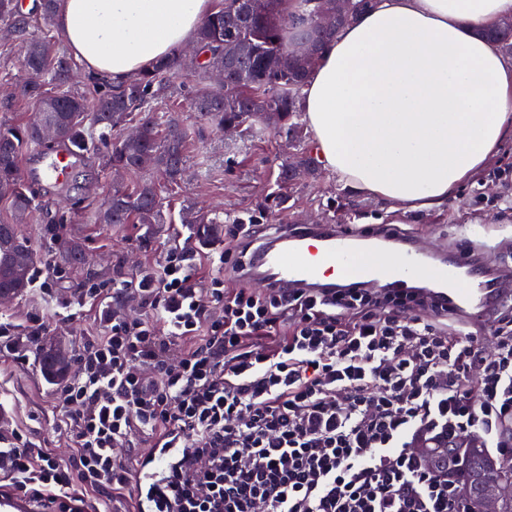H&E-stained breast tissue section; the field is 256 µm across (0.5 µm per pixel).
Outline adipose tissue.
I'll return each instance as SVG.
<instances>
[{"label": "adipose tissue", "mask_w": 512, "mask_h": 512, "mask_svg": "<svg viewBox=\"0 0 512 512\" xmlns=\"http://www.w3.org/2000/svg\"><path fill=\"white\" fill-rule=\"evenodd\" d=\"M213 0H59L88 75L123 83L194 41ZM512 0H379L342 28L303 89L323 168L355 195L425 211L512 138V61L480 32Z\"/></svg>", "instance_id": "obj_1"}]
</instances>
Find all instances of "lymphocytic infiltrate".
<instances>
[{"mask_svg": "<svg viewBox=\"0 0 512 512\" xmlns=\"http://www.w3.org/2000/svg\"><path fill=\"white\" fill-rule=\"evenodd\" d=\"M273 231L226 225L220 276L185 243L86 289L114 311L61 390L73 453L13 433L9 490L48 512H466L462 449L512 458V296L484 325L384 289L250 288L238 268ZM128 296L140 319L121 316ZM45 334L37 313L1 321L0 359L24 361ZM136 435L167 451L147 481Z\"/></svg>", "mask_w": 512, "mask_h": 512, "instance_id": "lymphocytic-infiltrate-1", "label": "lymphocytic infiltrate"}]
</instances>
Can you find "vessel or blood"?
I'll use <instances>...</instances> for the list:
<instances>
[{"mask_svg":"<svg viewBox=\"0 0 512 512\" xmlns=\"http://www.w3.org/2000/svg\"><path fill=\"white\" fill-rule=\"evenodd\" d=\"M73 162L64 151L43 164L40 177L49 183L68 180ZM365 243L343 226L315 224L298 231L278 225L275 234L247 265L249 278L269 288H349L374 283L401 293H419L435 301L441 313L486 321L507 290L477 266L475 253L492 252L488 243L469 252H450L448 258L411 242H388L382 251L388 262L359 268Z\"/></svg>","mask_w":512,"mask_h":512,"instance_id":"obj_1","label":"vessel or blood"}]
</instances>
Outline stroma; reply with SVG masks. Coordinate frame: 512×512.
Instances as JSON below:
<instances>
[{
  "label": "stroma",
  "mask_w": 512,
  "mask_h": 512,
  "mask_svg": "<svg viewBox=\"0 0 512 512\" xmlns=\"http://www.w3.org/2000/svg\"><path fill=\"white\" fill-rule=\"evenodd\" d=\"M18 49L17 41L0 40V124H22L33 117L31 107L14 93L24 78ZM171 110L178 111L193 138L184 180L170 195L166 222L151 242L143 243L142 225L98 223L97 206L113 186L111 173L98 160L82 162L64 185L35 183L38 208L22 231L40 258L36 273L54 269L58 275L51 278L48 292L30 287L14 301L0 304V319L23 324L29 315L47 312L46 340L78 355L86 336L98 331L99 309L86 307L71 320L58 318V311L77 303L85 288H110L120 278L152 267L176 239L187 238L190 227L179 221L183 202L223 215L255 212L288 154L283 138L271 130L260 135L247 129L227 137L184 111L182 99L166 98L157 105L158 113ZM290 204L287 223L306 224L311 215L323 213L345 225L399 222L408 225L418 245L437 253L464 242L469 227L481 225L497 244L498 254L506 256L512 254V140L502 144L454 200L428 211L395 210L380 200L357 198L324 171L299 180ZM68 241L82 246L85 264L64 263L60 247ZM59 394V385L43 376L37 354L22 363L0 362V437L19 431L49 457L67 458L71 442L56 427Z\"/></svg>",
  "instance_id": "obj_1"
}]
</instances>
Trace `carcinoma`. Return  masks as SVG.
Listing matches in <instances>:
<instances>
[{
  "instance_id": "carcinoma-1",
  "label": "carcinoma",
  "mask_w": 512,
  "mask_h": 512,
  "mask_svg": "<svg viewBox=\"0 0 512 512\" xmlns=\"http://www.w3.org/2000/svg\"><path fill=\"white\" fill-rule=\"evenodd\" d=\"M39 13L26 16L16 0H0V24L23 34L38 21L49 22L56 13L57 0H40ZM316 8L311 0H224L201 23L196 45L218 61L228 54L231 63L224 67V86L216 89H187L189 65L173 53L152 69L121 85L104 79L91 82L92 90L71 89V62L51 35L25 43L22 67L26 78L18 86L21 98L33 105L43 104L65 124L60 140L47 142L35 122L0 126V198L9 201L18 221L36 210L37 192L22 176L19 161L26 150L73 149L79 157L98 156L108 170L121 168L132 176L142 170L141 158L150 154L156 165L165 168L169 186L178 185L187 165V130L172 115L159 117L154 102L162 94L188 100L191 111L204 123L222 129L226 124L250 129L269 126L284 133L294 148L290 161L279 165L273 191L267 194L264 213L281 210L288 203V188L302 172L312 174L316 163L305 144L301 123V99L306 80L316 66L323 46L341 29L293 26L295 17ZM308 38L315 43L309 59L287 61L293 41ZM136 122L139 134L125 135L128 122ZM103 224L135 222L146 227L150 237L155 226L164 223L159 191L150 182L137 180L132 186L108 193L98 212ZM181 221L193 225L195 242L200 246L221 241L224 220L186 205ZM27 261L26 283L32 281L35 257L18 225L0 224V290L13 288L11 267L16 254ZM42 373L60 382L69 377L72 364H60L53 353L39 347ZM468 481L463 490L466 512H480L492 503L497 512H512V465L494 461L478 449L464 461Z\"/></svg>"
}]
</instances>
